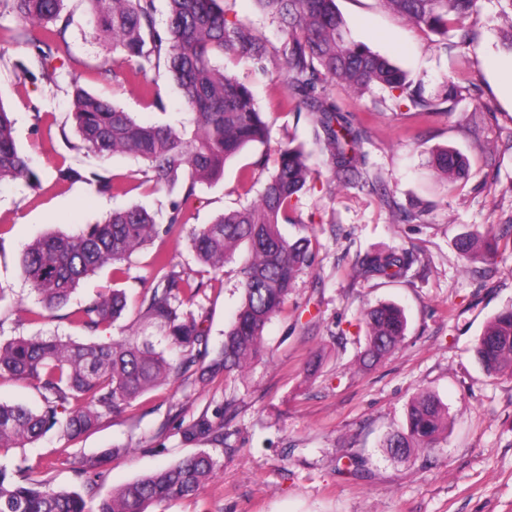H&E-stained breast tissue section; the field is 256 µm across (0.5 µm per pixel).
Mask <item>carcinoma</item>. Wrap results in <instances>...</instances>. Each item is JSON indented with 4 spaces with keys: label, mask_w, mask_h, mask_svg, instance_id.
Instances as JSON below:
<instances>
[{
    "label": "carcinoma",
    "mask_w": 512,
    "mask_h": 512,
    "mask_svg": "<svg viewBox=\"0 0 512 512\" xmlns=\"http://www.w3.org/2000/svg\"><path fill=\"white\" fill-rule=\"evenodd\" d=\"M65 0H0V17L16 23L13 34L0 37L27 47L45 67L61 46L68 45L70 18ZM97 28L122 54L140 96L160 107L153 74L165 69L181 93L190 115L178 127L141 123L101 96L72 85L70 112L82 147L100 158L115 154L146 163L148 182L155 190H181L166 223L143 206L110 211L97 224L77 234H47L25 245L20 273L36 294L43 311L65 306L80 283L97 270L110 267L118 278L124 263L156 239L183 223V209L195 196L196 184L220 177L228 161L246 147L266 144L270 122L252 92L224 68V59L246 61L272 79L285 78L297 110L306 111L316 127L315 145L326 158L331 182L355 185L365 179L364 130L336 106L329 86L339 83L357 93L375 86L398 92L419 112L438 111V99L427 97L421 84L367 46L351 39L336 0H254L279 25L276 46L247 22L228 18L224 0H166L165 26L157 27L156 0H86ZM389 10L432 33L448 37L477 16L479 0H380ZM311 153L301 143L279 146L273 171L257 202L228 210L210 224L191 230L196 259L214 276L224 273L237 246L248 255L239 266L242 301L224 332L219 356L201 373L228 380L242 373L261 352L267 324L283 309L296 272L308 261L310 240H290L279 225L291 222L294 201L311 175ZM436 168L453 182L467 170L466 158L451 149L433 156ZM37 181L31 159L18 147L13 122L0 101V184ZM458 248L467 259H488L494 244L472 233ZM412 259L404 250H379L359 260L358 272L367 278L406 276ZM153 278L142 300L143 317L166 330L170 344L180 350V362L148 343L115 340L109 330L122 317L128 301L123 289L98 294L68 318L95 336L89 343L58 335L19 336L0 342V376L32 380L42 406L32 410L0 402V456L22 448L51 430L74 440L91 431L107 413H120L133 401L168 379L186 371L207 353L203 307L197 301L203 283L195 281L174 258L159 249L152 259ZM368 328L364 365H373L403 343L408 321L393 303L364 312ZM475 356L489 377L512 376V307L494 315L479 336ZM224 423L203 414L183 429L188 442L208 438ZM448 431V408L434 394H417L406 409V428L387 437L384 447L397 459L417 449H430ZM217 462L206 451L142 476L104 499L97 510L88 508L77 491L58 490L45 479H34L31 467L14 470L0 464V512H148L149 507L195 495L211 478Z\"/></svg>",
    "instance_id": "cac0c4a2"
}]
</instances>
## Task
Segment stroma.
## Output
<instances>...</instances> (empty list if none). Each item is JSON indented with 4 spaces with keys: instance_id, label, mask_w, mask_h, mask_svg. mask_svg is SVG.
I'll use <instances>...</instances> for the list:
<instances>
[{
    "instance_id": "35a3bbf8",
    "label": "stroma",
    "mask_w": 512,
    "mask_h": 512,
    "mask_svg": "<svg viewBox=\"0 0 512 512\" xmlns=\"http://www.w3.org/2000/svg\"><path fill=\"white\" fill-rule=\"evenodd\" d=\"M352 39L361 42L420 81L426 95L450 83L469 93L432 114L395 103L376 87L355 94L336 85L331 95L342 111L367 129L362 145L371 175L388 197L370 187L333 188L324 158L312 155L311 179L299 195L295 221L283 225L290 238L311 240L313 259L296 276L283 312L267 326L261 356L235 381L223 377H173L123 412L103 416L74 441L49 431L41 439L0 457L9 468L50 461L54 487L80 492L97 508L112 491L199 451L217 462L213 477L194 496L155 506L154 512H512V376H486L473 348L488 320L512 306V55L500 33L512 26L500 0H479L469 46L456 33L439 38L385 10L379 0H336ZM69 51L51 62L55 78L34 71L23 76L27 51L10 46L0 58V101L10 110L14 135L33 161L39 182L0 185V339L60 335L87 341L84 329L67 319L103 289L118 286L128 296L116 339L168 349L165 331L139 315L152 279V248L134 254L130 270L113 280L104 268L84 280L67 308L53 318L17 311L32 308L35 295L20 275L21 249L48 232L74 234L115 207L141 205L167 216L179 191L152 190L144 163L131 156L105 161L89 157L69 117L72 80L111 99L137 118L171 124L186 120L178 90L160 80L157 108L122 80L100 79L113 66L109 45L96 35L86 0H65ZM226 69L253 92L270 123L269 145L251 146L229 161L224 175L197 184L184 222L160 239L175 263L192 269L204 289L208 351L217 355L224 331L241 302L237 270L247 254L239 246L224 274L213 277L199 264L190 231L227 209L249 203L239 185L245 166L275 154L288 139L312 144L307 112L297 111L286 85L254 72L246 63ZM452 148L469 161L456 185L431 165L437 149ZM72 167L79 179L60 180ZM100 173L122 184L124 194H100L91 179ZM412 221H402L404 213ZM496 234L492 260H465L459 236ZM404 249L413 256L406 277L366 279L354 268L366 253ZM381 302L401 306L408 319L404 345L382 362L363 367L366 327L361 313ZM437 394L448 408V432L435 448L410 460L389 458L382 443L404 429L406 407L419 392ZM224 414V434L184 442L181 430L201 414ZM114 456L105 482L90 485L70 463L77 456Z\"/></svg>"
}]
</instances>
